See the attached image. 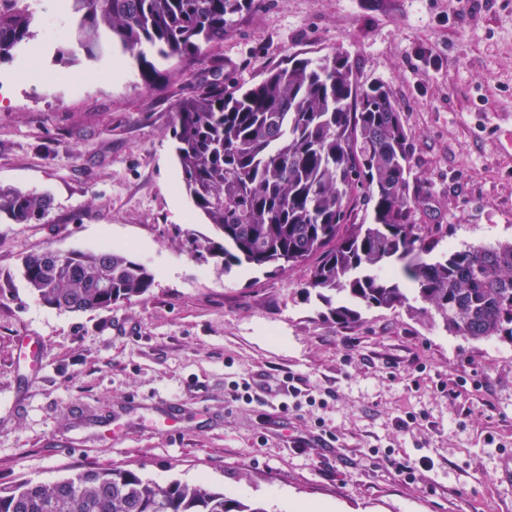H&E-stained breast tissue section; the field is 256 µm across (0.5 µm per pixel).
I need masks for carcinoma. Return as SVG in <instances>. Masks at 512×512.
Segmentation results:
<instances>
[{
    "mask_svg": "<svg viewBox=\"0 0 512 512\" xmlns=\"http://www.w3.org/2000/svg\"><path fill=\"white\" fill-rule=\"evenodd\" d=\"M44 0H0V63L43 33ZM259 0H71L78 24L68 52L136 62L145 82L173 61L224 44ZM212 78L175 104L174 140L183 187L214 236L194 253L236 268L305 269L306 299L338 326L364 309L406 306L439 316L471 340L512 339V241L431 254L439 228L419 224L422 194L406 131L382 83L359 81L348 53L302 57L227 89ZM50 197L0 187V219H42ZM22 276L42 304L106 309L144 296L152 274L105 246L64 259L27 255ZM0 512H268L260 502L121 467L91 468L52 485L22 481L0 490Z\"/></svg>",
    "mask_w": 512,
    "mask_h": 512,
    "instance_id": "obj_1",
    "label": "carcinoma"
}]
</instances>
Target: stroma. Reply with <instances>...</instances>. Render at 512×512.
I'll list each match as a JSON object with an SVG mask.
<instances>
[{"mask_svg":"<svg viewBox=\"0 0 512 512\" xmlns=\"http://www.w3.org/2000/svg\"><path fill=\"white\" fill-rule=\"evenodd\" d=\"M63 46L38 62L47 81L30 80L26 54L0 64V186L51 198L35 223L0 221V488L122 466L269 512H512V342L453 336L404 307L342 328L305 301L304 270L228 274L195 258L191 236L211 227L172 129L212 60L231 86L340 49L401 107L418 218L441 225V249L511 241L512 0H261L156 87L132 61L59 63ZM105 244L153 273L143 298L60 311L21 276L29 253ZM23 336L39 345L27 372ZM423 456L414 480L395 467Z\"/></svg>","mask_w":512,"mask_h":512,"instance_id":"1","label":"stroma"}]
</instances>
